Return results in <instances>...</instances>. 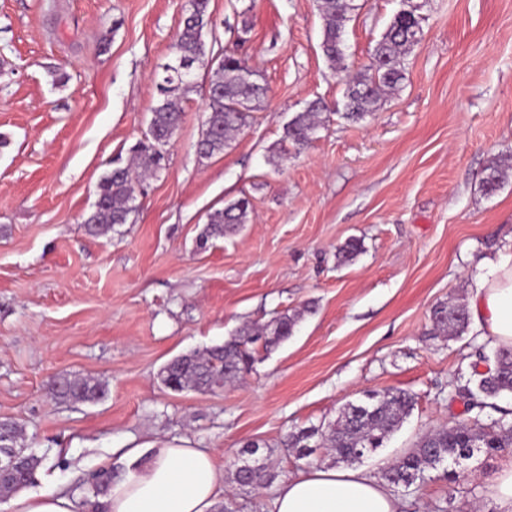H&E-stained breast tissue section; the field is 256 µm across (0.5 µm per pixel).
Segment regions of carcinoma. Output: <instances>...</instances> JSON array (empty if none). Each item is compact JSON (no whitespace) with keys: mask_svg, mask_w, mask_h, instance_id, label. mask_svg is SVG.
<instances>
[{"mask_svg":"<svg viewBox=\"0 0 512 512\" xmlns=\"http://www.w3.org/2000/svg\"><path fill=\"white\" fill-rule=\"evenodd\" d=\"M208 6L209 0H191L179 30L175 56L194 59L206 55L203 33L212 25ZM354 10V0H318L322 21L320 49L330 68L344 74V117L359 122L378 111L385 95L401 90L406 80V55L417 43L422 16L416 7L397 12L376 41L369 65L352 75L346 63L345 34ZM246 65L243 58L232 52L224 53L218 63L206 108L205 123L210 126V136L199 147L204 158L224 153L263 107L265 88L245 76ZM156 86L161 99L152 109L148 132L130 148V163L112 168L99 183L94 210L84 219L87 232L93 236L106 235L115 225L127 223L135 187L144 176L161 168L165 159L159 138H172L182 123L183 112L174 95L178 91L189 92L191 84L176 79L169 82L159 73ZM325 111L327 107L322 101L308 102L285 124L280 144H291L297 153L307 148ZM509 167L512 168V156L493 160L485 169L483 191L495 193L503 169ZM248 215L249 201L245 198L214 211L199 236L200 247L237 230L247 223ZM298 321V315L283 313L265 324L246 325L221 345L175 357L162 368V381L174 392L221 388L252 369L251 347L260 345L268 351L280 345L293 335ZM432 321L436 333L462 336L469 326L467 306L460 298L439 303L432 310ZM49 390L58 399L82 402H96L105 395L103 383L94 377H58L50 382ZM455 392L467 400L471 421L454 423L422 436L414 448L385 471L388 484L408 489L425 481L429 472L463 454L469 459L472 452L481 448L489 456L512 448V421L507 419L506 411L491 402L500 395H512V348H498L494 367L481 370L475 364L468 375H459ZM366 398L363 403L345 405L328 431L310 427L292 432L286 435L284 446L296 449L299 457L305 458L314 439L318 447L332 450L334 463L360 462L383 446L414 406L413 397L402 391L373 392ZM0 432L8 436L21 461L20 467L4 474L0 481V498L4 499L33 482L43 458L17 447L19 431L15 424L0 422ZM260 463L255 474L232 466L231 482L240 488L272 482L275 474L268 459L263 458Z\"/></svg>","mask_w":512,"mask_h":512,"instance_id":"cac0c4a2","label":"carcinoma"}]
</instances>
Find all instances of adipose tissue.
Here are the masks:
<instances>
[{"label": "adipose tissue", "instance_id": "obj_1", "mask_svg": "<svg viewBox=\"0 0 512 512\" xmlns=\"http://www.w3.org/2000/svg\"><path fill=\"white\" fill-rule=\"evenodd\" d=\"M469 315L496 346L512 347V243L485 260L475 275ZM128 473L112 483L106 512H213L222 475L204 449L130 448ZM74 501L52 489L13 497L9 512H74ZM401 505L376 477L361 470L312 466L283 481L269 512H400Z\"/></svg>", "mask_w": 512, "mask_h": 512}]
</instances>
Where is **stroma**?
Returning a JSON list of instances; mask_svg holds the SVG:
<instances>
[{
    "instance_id": "obj_1",
    "label": "stroma",
    "mask_w": 512,
    "mask_h": 512,
    "mask_svg": "<svg viewBox=\"0 0 512 512\" xmlns=\"http://www.w3.org/2000/svg\"><path fill=\"white\" fill-rule=\"evenodd\" d=\"M347 26L354 68L402 6L357 0ZM188 0H0V421L45 462L29 489L54 486L85 512L93 478L129 469L125 449H208L229 471L255 441L277 481L301 459L285 435L336 420L367 393L401 390L414 408L361 470L382 477L423 434L467 418L453 384L488 338H448L432 308L469 295L476 267L512 242V176L481 180L512 155V0H423L407 79L366 122L342 118L344 84L320 49L317 0H209L206 53L232 51L267 93L223 154L200 157L213 67L197 68L163 169L127 223L86 234L101 178L146 132L158 64L172 58ZM247 41H240L242 27ZM328 106L302 154L276 151L308 101ZM250 218L201 250L215 210L240 198ZM361 250L339 263L349 240ZM301 312L293 336L256 349L253 368L211 392L165 388L172 358L219 345L244 325ZM92 376L96 403L62 402L48 384ZM512 452H475L397 489L403 512H472ZM512 168V156L501 157L493 160L485 169V177L482 179V188L486 194H493L500 187L503 169Z\"/></svg>"
}]
</instances>
